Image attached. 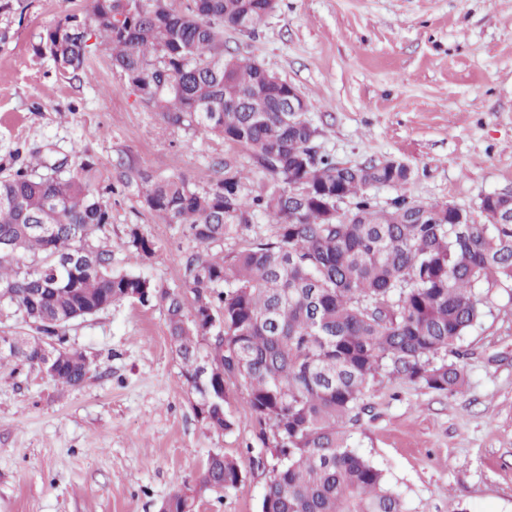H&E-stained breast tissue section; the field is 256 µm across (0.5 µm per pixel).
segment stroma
<instances>
[{"label": "stroma", "instance_id": "35a3bbf8", "mask_svg": "<svg viewBox=\"0 0 512 512\" xmlns=\"http://www.w3.org/2000/svg\"><path fill=\"white\" fill-rule=\"evenodd\" d=\"M11 3L0 14V169L15 148L38 147L48 162L68 165L78 152L113 176L132 166L196 182L229 160L260 181L246 150L146 108L103 45L87 75L57 80L34 47L85 0ZM224 49L298 88L320 154L412 169L405 185L369 188L379 208L404 196L456 205L482 223L481 198L512 192V0H279L256 38L225 32ZM109 203L116 266L157 291L183 289L194 243L134 194L115 190ZM134 225L152 256L129 248ZM475 294L483 316L460 343L464 390L380 375L349 431L407 512H512V290L485 281ZM69 339L95 366L77 387L0 361V512H159L199 483L216 452L236 462L241 480L204 492L196 512H260L270 467L247 393L227 387L232 431L197 418L160 302L108 308L76 322Z\"/></svg>", "mask_w": 512, "mask_h": 512}]
</instances>
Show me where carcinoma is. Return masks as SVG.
Listing matches in <instances>:
<instances>
[{"label": "carcinoma", "mask_w": 512, "mask_h": 512, "mask_svg": "<svg viewBox=\"0 0 512 512\" xmlns=\"http://www.w3.org/2000/svg\"><path fill=\"white\" fill-rule=\"evenodd\" d=\"M176 2L89 0L95 26L71 15L45 30L35 53L71 81L89 68L88 41L101 39L113 68L167 125L249 150L266 182L247 188L248 176L228 162L202 188L181 175L123 174L144 209L197 246L184 261L188 307L180 291L159 294L145 277L114 268L102 241L112 221L109 175L88 158L62 170L32 151L0 175V307L55 344L49 378L75 387L92 363L70 347L69 327L124 302L160 301L184 376L208 366L207 425L233 429L224 385L237 382L269 427L272 476L260 512H406L383 470L350 447L349 428L382 372L441 393L463 388L465 366L448 352L482 317L476 284L512 285V200L487 198L485 224H458L455 209L405 197L376 208L366 190L408 182L410 167H337L318 153L309 119L290 123L276 111L288 83L270 85L263 65L225 54V31L258 35L267 0ZM338 198L350 208L336 211ZM259 215L271 235L215 251ZM128 246L153 253L136 226ZM62 258L70 269H54ZM3 354L37 365L32 347ZM240 478L216 453L201 482L220 492ZM190 508L183 489L160 506Z\"/></svg>", "instance_id": "cac0c4a2"}]
</instances>
